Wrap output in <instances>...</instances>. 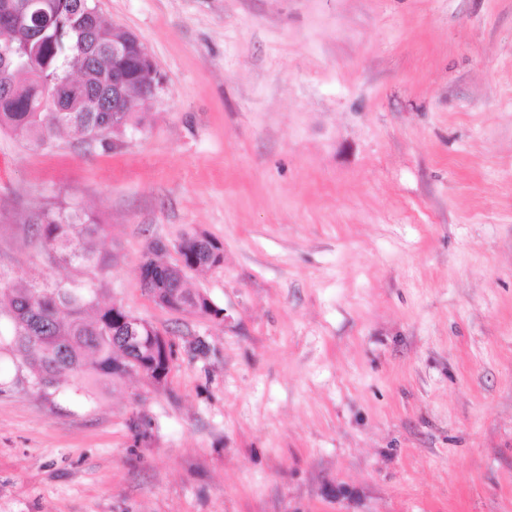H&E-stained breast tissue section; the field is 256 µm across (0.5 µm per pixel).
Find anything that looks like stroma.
I'll return each mask as SVG.
<instances>
[{"instance_id":"stroma-1","label":"stroma","mask_w":512,"mask_h":512,"mask_svg":"<svg viewBox=\"0 0 512 512\" xmlns=\"http://www.w3.org/2000/svg\"><path fill=\"white\" fill-rule=\"evenodd\" d=\"M163 78L115 148L0 134V272L169 332L161 383L0 394V512H512V0H97ZM106 228L67 264L30 218ZM188 281L220 322L158 305ZM176 243L179 251L176 244L175 248L183 257V259L180 258V265L166 263L160 258L166 248L160 246L159 242H154L148 247L144 255L147 260L139 270L141 284L143 286L144 282L148 292L153 293L154 300L163 307L166 304L171 310L177 312L207 316L203 309L206 303L205 297L209 298L189 287L186 273L193 269H211L213 266L216 268L217 261L212 250L219 248L208 239L205 233L198 230L184 232ZM182 265L186 268L180 267Z\"/></svg>"}]
</instances>
